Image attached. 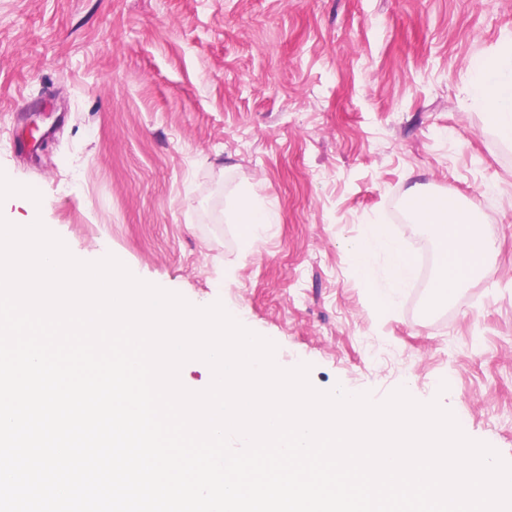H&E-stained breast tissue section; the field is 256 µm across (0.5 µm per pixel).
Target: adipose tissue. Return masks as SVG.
<instances>
[{"mask_svg": "<svg viewBox=\"0 0 512 512\" xmlns=\"http://www.w3.org/2000/svg\"><path fill=\"white\" fill-rule=\"evenodd\" d=\"M475 92L483 103L486 119L506 140H512V40L495 54L479 60ZM411 212L418 223L430 225L437 242L436 272L432 283L437 300L453 298L460 288L486 264L493 249L491 239L450 195L420 194L413 198ZM350 261L360 281L369 288L378 310L391 311L395 291L410 276L414 260L391 237L382 224L364 225L346 244ZM386 259L389 290L375 282L373 260L376 253Z\"/></svg>", "mask_w": 512, "mask_h": 512, "instance_id": "obj_1", "label": "adipose tissue"}]
</instances>
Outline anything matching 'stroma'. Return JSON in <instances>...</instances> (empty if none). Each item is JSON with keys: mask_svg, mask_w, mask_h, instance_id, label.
Returning <instances> with one entry per match:
<instances>
[{"mask_svg": "<svg viewBox=\"0 0 512 512\" xmlns=\"http://www.w3.org/2000/svg\"><path fill=\"white\" fill-rule=\"evenodd\" d=\"M511 33L512 0H0V172L78 260L223 303L318 390L440 399L512 462V142L473 93ZM249 190L276 221L248 252ZM417 192L495 242L431 313ZM365 224L419 261L386 314L345 248Z\"/></svg>", "mask_w": 512, "mask_h": 512, "instance_id": "obj_1", "label": "stroma"}]
</instances>
